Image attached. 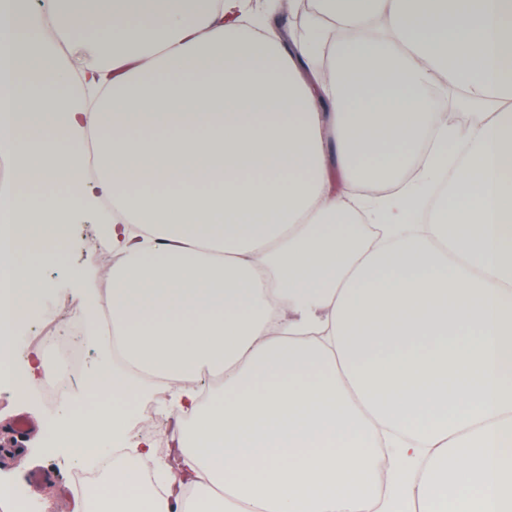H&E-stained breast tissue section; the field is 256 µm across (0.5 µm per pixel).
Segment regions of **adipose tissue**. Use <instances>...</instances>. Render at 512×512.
<instances>
[{"label":"adipose tissue","instance_id":"ef3b65f1","mask_svg":"<svg viewBox=\"0 0 512 512\" xmlns=\"http://www.w3.org/2000/svg\"><path fill=\"white\" fill-rule=\"evenodd\" d=\"M306 27L0 0V339L92 216L125 362L60 443L123 447L101 420L158 378L182 426L164 492L113 462L107 512H512V0H315ZM452 92L469 124L441 121Z\"/></svg>","mask_w":512,"mask_h":512}]
</instances>
